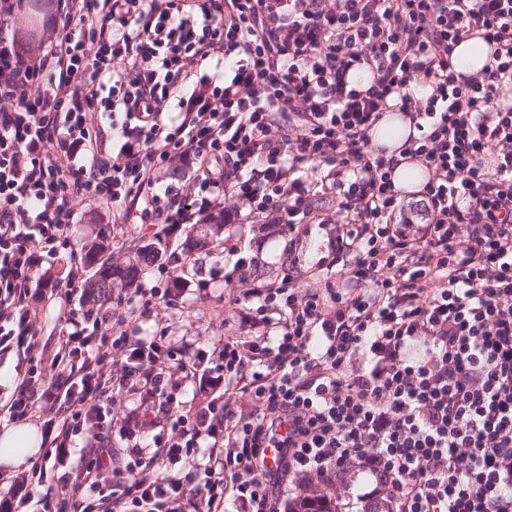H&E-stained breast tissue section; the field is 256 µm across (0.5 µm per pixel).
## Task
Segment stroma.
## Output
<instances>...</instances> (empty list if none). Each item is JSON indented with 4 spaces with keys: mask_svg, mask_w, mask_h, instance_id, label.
Returning <instances> with one entry per match:
<instances>
[{
    "mask_svg": "<svg viewBox=\"0 0 512 512\" xmlns=\"http://www.w3.org/2000/svg\"><path fill=\"white\" fill-rule=\"evenodd\" d=\"M225 210L236 213L237 218L225 225L219 240L222 253L206 251L191 257L183 255L161 261L150 268L139 281L140 287L163 285L167 276L178 279L177 304L170 309H156L140 317L135 323H126L129 292H114L101 312L113 334L128 333L143 339L163 334L176 346L184 345L202 367L214 366L217 353L225 337L245 335L241 308L235 298L239 293L237 282L226 280L224 273L233 268L241 257H257L255 274L271 284L279 282L288 266H295L300 274V286L314 284L320 269L328 267L335 257L330 241L336 234L332 224H301L295 232H288L277 224H254L246 219L245 205L231 197L224 200ZM157 231L151 224L111 223L105 207L79 205L71 226V244L55 255L43 254L34 271V286L29 305L42 327L39 345L53 350L60 332L69 330L67 315L70 309L86 306L84 280L89 272L82 260V246L97 234H105L115 261L125 262L133 257L136 246L149 242ZM79 280H72V273ZM72 284L70 296L50 295L48 289L56 284ZM139 403L135 392L114 395L112 411L117 419L111 431L112 459L116 466H124L125 450L131 443H140L145 455H153L155 432L137 433L128 439L127 430L119 419Z\"/></svg>",
    "mask_w": 512,
    "mask_h": 512,
    "instance_id": "stroma-1",
    "label": "stroma"
}]
</instances>
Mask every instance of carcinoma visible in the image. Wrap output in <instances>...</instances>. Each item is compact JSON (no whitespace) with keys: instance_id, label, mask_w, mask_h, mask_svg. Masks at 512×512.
<instances>
[{"instance_id":"1","label":"carcinoma","mask_w":512,"mask_h":512,"mask_svg":"<svg viewBox=\"0 0 512 512\" xmlns=\"http://www.w3.org/2000/svg\"><path fill=\"white\" fill-rule=\"evenodd\" d=\"M224 230V219L216 224H193L183 229L184 236L180 243L181 253L189 255L194 251L206 249L211 240ZM170 236H158L156 241L136 249V258L128 263L117 264L106 255L109 242L104 236H97L85 245V262L92 270L85 284L88 300L107 301L112 299V289L127 290L135 285L142 275L160 256L167 254ZM297 512H335L332 505L324 498L305 496L297 503Z\"/></svg>"}]
</instances>
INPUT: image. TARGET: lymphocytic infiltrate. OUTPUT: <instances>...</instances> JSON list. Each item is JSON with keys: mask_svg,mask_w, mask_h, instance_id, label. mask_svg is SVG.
Listing matches in <instances>:
<instances>
[{"mask_svg": "<svg viewBox=\"0 0 512 512\" xmlns=\"http://www.w3.org/2000/svg\"><path fill=\"white\" fill-rule=\"evenodd\" d=\"M24 13L0 0V351L35 349V251L69 245L83 202L115 224H201L230 196L257 220L344 226L322 285L235 263L250 331L225 337L203 406L176 408L165 381L195 370L186 350L70 312L54 381L28 369L4 406L54 412L55 512H284L300 476L351 472L392 512H512V0H58L28 50ZM472 36L489 61L467 76L452 53ZM393 104L430 174L417 231L396 159L370 145ZM177 164L191 191L161 186ZM135 375L129 421L169 424L160 457L186 471L137 445L109 493L83 496L112 467L107 399Z\"/></svg>", "mask_w": 512, "mask_h": 512, "instance_id": "f902f5d3", "label": "lymphocytic infiltrate"}]
</instances>
